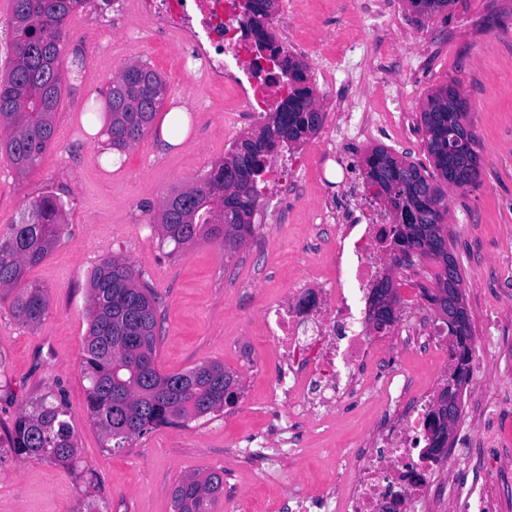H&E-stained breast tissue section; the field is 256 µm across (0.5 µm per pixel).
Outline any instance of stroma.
<instances>
[{
	"label": "stroma",
	"instance_id": "stroma-1",
	"mask_svg": "<svg viewBox=\"0 0 512 512\" xmlns=\"http://www.w3.org/2000/svg\"><path fill=\"white\" fill-rule=\"evenodd\" d=\"M86 0L65 23L67 54L83 59L79 75L64 74L54 121L57 137L25 176L0 160V231L17 223L29 202L52 191L68 218L54 250L27 278L47 292L41 323L28 327L0 302V445L18 415L44 395L64 401L81 461L70 468L48 460L0 459V512H173L172 491L183 477L223 471L232 489L251 496L255 512H286L288 484L265 483L263 449L249 457L236 449L244 436L271 427L267 384L278 360L259 320L263 302L284 299L299 271L292 247L309 232L313 194L297 199L283 219L282 204L262 192L253 233L234 254L199 242L169 257L154 227L164 198L203 177L229 145L255 136L260 120L240 124L224 104V89L194 79L173 85L164 111L186 107L190 129L182 147L159 155L154 134L126 150L121 166L101 163L102 144L84 122L103 111L104 92L129 62L144 61L171 78L181 47L159 35L149 20L127 12L122 0L100 11ZM360 0H311L299 23L278 12L270 29L278 42L305 38L320 48L336 45ZM399 38L391 69L367 66L358 93L372 96L377 81L409 79L408 120L418 125L428 94L455 82L469 102L468 118L479 143L481 183L451 190L448 243L463 277V294L483 378L462 412L453 436L469 455L448 457L433 477L432 512H452L459 491L489 499L494 512H512V0H458L452 10L423 18L406 0H390L383 17L368 20L362 35ZM120 256L142 275L158 298L162 334L155 364L163 373L221 362L240 378L241 394L224 411L156 427L110 448L86 412L83 374L88 334L89 276L102 259ZM406 333L396 341L405 366L427 385L441 371L436 356L419 347L439 313L429 300L400 304ZM373 409L357 403L336 413L329 430L310 439L301 454L283 458L286 475L306 485L326 483L334 471L329 449L369 439Z\"/></svg>",
	"mask_w": 512,
	"mask_h": 512
}]
</instances>
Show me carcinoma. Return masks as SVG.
Wrapping results in <instances>:
<instances>
[{
    "label": "carcinoma",
    "instance_id": "cac0c4a2",
    "mask_svg": "<svg viewBox=\"0 0 512 512\" xmlns=\"http://www.w3.org/2000/svg\"><path fill=\"white\" fill-rule=\"evenodd\" d=\"M269 0H244L246 25L255 34L257 51L280 48L268 30L265 10ZM457 0H407L424 18L447 10ZM85 0H12L9 19L10 55L0 74V157L24 176L39 162L56 137L53 116L61 95L64 24ZM288 98L265 113L258 137L233 146L224 160L212 166L197 183L167 197L161 204L158 228L172 253L197 241L218 243L230 252L252 235L251 216L259 201V183L269 155L264 142L289 148L322 125V112L306 64L288 56L281 61ZM166 86L159 73L143 62H132L106 89L110 124L109 146L120 152L139 142L152 127L163 103L158 87ZM455 83L428 95L420 112L419 129L435 172L382 146L364 160L365 178L376 187L392 214L397 265L412 266L414 259L438 261L436 294L430 296L439 313L448 315V289L462 296L463 278L448 252V203L442 185L468 189L478 184V140L465 122L467 100ZM466 137V152L448 155V131ZM65 203L53 192L32 200L28 213L0 233V300H9L12 316L34 327L43 319L48 301L44 289L26 281L30 268L41 263L59 242L65 226ZM89 334L83 367L89 381L87 412L91 421L115 445L151 429L186 422L224 410V386L235 376L218 362L164 374L155 365L160 338L157 298L142 284L139 274L124 259L103 260L90 277ZM468 361L472 326L464 315L463 331L450 330ZM63 403L39 400L16 418L8 449L23 459H44L73 467L78 448ZM224 494V475L212 472L188 476L172 492L173 512H213Z\"/></svg>",
    "mask_w": 512,
    "mask_h": 512
}]
</instances>
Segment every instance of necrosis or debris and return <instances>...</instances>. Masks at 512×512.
<instances>
[{
	"label": "necrosis or debris",
	"instance_id": "1",
	"mask_svg": "<svg viewBox=\"0 0 512 512\" xmlns=\"http://www.w3.org/2000/svg\"><path fill=\"white\" fill-rule=\"evenodd\" d=\"M128 9L145 13L157 31L188 46L176 62L185 72L198 61L206 82H220L241 102L242 122L278 106L288 88L273 80L269 65L254 67L253 37L242 21L241 0H129ZM335 58H322L321 73L339 72L352 80L356 61L368 60L365 38L345 33L336 38ZM241 63L232 73V63ZM408 88L399 80L379 84L374 103L353 96L335 108L333 126L347 139L371 138L382 125L403 129ZM318 152L306 153L295 165H270L267 180L282 199L301 195L307 176L321 177L326 163L342 172L335 198L314 206L308 216L316 232L294 241L310 270L288 284V299L266 303L263 329L282 362L271 380L268 406L281 416L270 432L250 436L247 447L271 448L274 457L300 453L331 410L373 397L362 378H383V405L375 445L359 443L335 450L336 471L321 491L290 481L291 512H427L434 495L430 472L428 422L432 395L416 389L391 364L386 339L396 326L371 330L374 290L394 262L383 239L391 233L388 213L376 189L361 179L356 165L322 137Z\"/></svg>",
	"mask_w": 512,
	"mask_h": 512
}]
</instances>
